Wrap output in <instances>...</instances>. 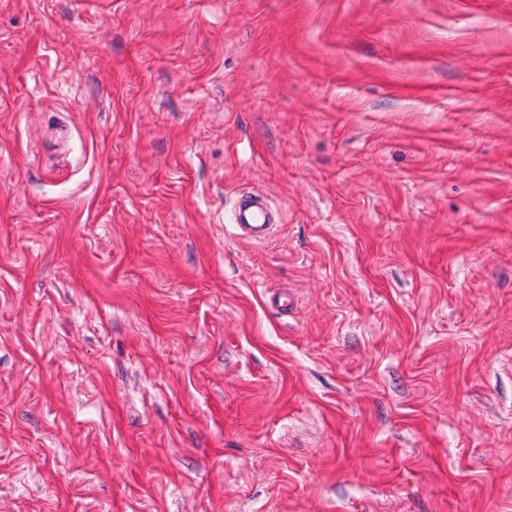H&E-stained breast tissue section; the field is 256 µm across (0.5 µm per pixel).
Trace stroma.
Segmentation results:
<instances>
[{"mask_svg":"<svg viewBox=\"0 0 512 512\" xmlns=\"http://www.w3.org/2000/svg\"><path fill=\"white\" fill-rule=\"evenodd\" d=\"M0 512H512V0H0ZM273 220L266 201L253 195L241 196L232 214L237 234L250 241L265 239L270 233Z\"/></svg>","mask_w":512,"mask_h":512,"instance_id":"35a3bbf8","label":"stroma"}]
</instances>
